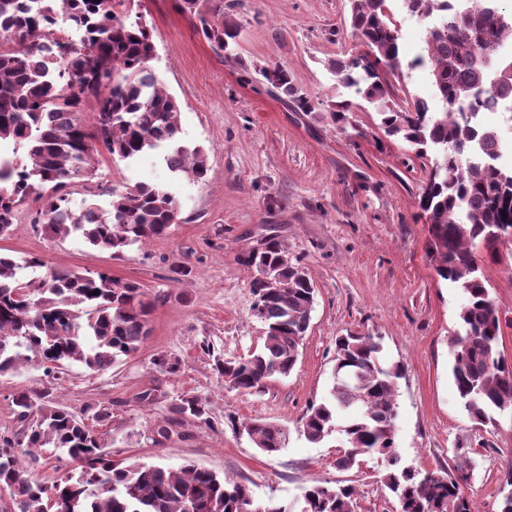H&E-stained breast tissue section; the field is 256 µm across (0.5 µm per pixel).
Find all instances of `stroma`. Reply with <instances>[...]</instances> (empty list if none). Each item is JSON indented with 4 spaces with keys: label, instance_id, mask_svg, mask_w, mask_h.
<instances>
[{
    "label": "stroma",
    "instance_id": "stroma-1",
    "mask_svg": "<svg viewBox=\"0 0 512 512\" xmlns=\"http://www.w3.org/2000/svg\"><path fill=\"white\" fill-rule=\"evenodd\" d=\"M139 3L155 45L151 65L180 104L184 142L207 149L208 172L192 181L172 174L156 154L127 163L100 152L94 177L70 183L71 208L107 205L112 191L140 183L166 188L181 206L167 235L118 255L49 238L33 222L37 203L19 207L13 234L0 241L16 260L105 272L140 283L160 300L146 342L106 370L74 364L50 375L28 368L0 376V432L19 426L16 391L44 389L80 414L110 408V421L97 432L113 458L173 468L194 463L244 483L259 502L293 503L313 484H351L356 512H396L377 476L379 460L366 456L360 467L338 470L335 439L313 444L302 433L307 410L331 386L337 336L369 332L382 337L388 360L405 367L396 393L402 465L436 471L456 456L471 457L476 467L462 489L478 512H497L500 476L512 464V415L478 427L459 401L449 342L464 296L434 271L417 206L429 166L407 143L386 136L374 106L349 98L328 67L329 60L365 51L350 26L349 0H198V10H221L237 27L231 58L198 33L182 0ZM385 5L407 64L391 79L398 98L429 97L428 68L412 64L426 25L402 0ZM274 64L288 70L314 111L287 109L268 92L259 70ZM346 98L352 107L340 127L327 108ZM264 236L277 237L301 262L316 300L294 370L256 394L225 388L213 364L218 357L246 358L263 344L253 310L256 271L239 258ZM176 264L192 269L179 283L170 279ZM480 266L512 365V241L496 253L481 252ZM205 342L214 354L202 350ZM162 354L179 360L177 374L156 370L153 360ZM149 389L154 399L142 401ZM180 394L207 399L212 423L188 421L178 435L158 441L155 427ZM253 418L287 428L281 452L262 453L234 432L232 421Z\"/></svg>",
    "mask_w": 512,
    "mask_h": 512
}]
</instances>
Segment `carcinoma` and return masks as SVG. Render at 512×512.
Here are the masks:
<instances>
[{
    "label": "carcinoma",
    "instance_id": "cac0c4a2",
    "mask_svg": "<svg viewBox=\"0 0 512 512\" xmlns=\"http://www.w3.org/2000/svg\"><path fill=\"white\" fill-rule=\"evenodd\" d=\"M0 0V239L11 236L18 207L42 202L37 223L55 238L75 237L120 254L163 235L178 222L180 204L166 189L138 184L111 193L108 207L69 206L67 187L95 174L104 148L119 160L149 153L168 169L192 180L204 178L208 155L181 137L180 105L161 85L151 61L154 44L138 0ZM196 28L227 57L235 56L236 27L216 23L183 0ZM386 0H350V23L365 53L331 61L342 87L373 104L380 126L408 143L421 158L434 154L419 208L427 221L436 274L459 288L464 302L452 341V376L469 419L481 425L512 412V367L500 349L501 319L489 298L478 263L482 248L497 250L496 236L512 231V166L499 161L498 132L484 124L480 109L512 103V59L499 55L512 42V11L499 0H403L408 12L428 22L423 54L410 66L430 68L433 96L402 107L388 75L402 73L399 31ZM67 17L80 36L56 27ZM264 83L312 112L309 98L280 67L260 69ZM92 104L95 122L80 118ZM256 271L271 268L275 285L260 277L251 283L253 307L264 325L260 350L240 361L215 360L231 389L261 393L294 368L309 328L315 289L297 261L275 237L241 257ZM42 266L37 258L18 263L0 252V375L26 367L77 363L91 372L135 354L146 342L154 301L135 281L106 272L56 269L23 278L22 268ZM382 337L348 333L336 338L335 366L328 396L308 409L303 433L312 443L336 435V468L350 470L364 456L386 462L382 483L399 512H476L461 482L473 468L465 457L448 470L402 467L396 453L398 362L382 360ZM48 392L13 394L20 427L0 435V493L3 512H356L351 485H311L300 510L270 501L254 504L245 484L193 463L179 468L115 461L85 419ZM192 420L210 423L207 400L180 395L170 417L157 425L169 439ZM268 455L288 442L287 431L252 419L240 424ZM66 453L75 472L51 485L31 469L43 449Z\"/></svg>",
    "mask_w": 512,
    "mask_h": 512
}]
</instances>
